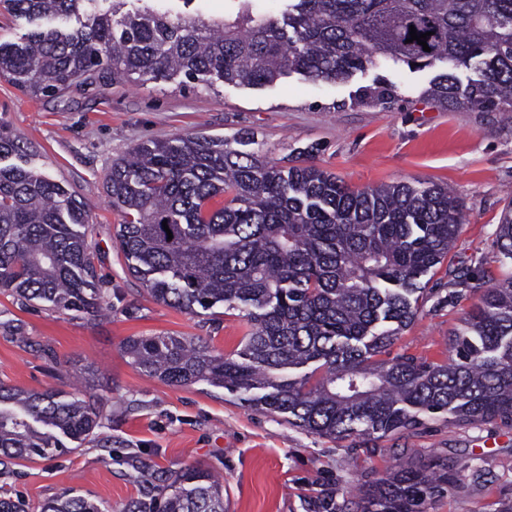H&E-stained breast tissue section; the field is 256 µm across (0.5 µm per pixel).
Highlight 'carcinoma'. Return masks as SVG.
<instances>
[{
    "label": "carcinoma",
    "mask_w": 512,
    "mask_h": 512,
    "mask_svg": "<svg viewBox=\"0 0 512 512\" xmlns=\"http://www.w3.org/2000/svg\"><path fill=\"white\" fill-rule=\"evenodd\" d=\"M166 0H0L28 26L0 41V73L34 96L108 80L180 77L265 86L291 74L348 80L381 64L437 68L423 95L445 109L512 112V0H261L217 24L171 18ZM129 4L131 8L121 11ZM433 32L406 42L410 27ZM473 72L461 79L457 71ZM384 85L361 100L388 104ZM208 135L134 145L112 161L106 193L125 215L115 227L128 272L159 302L243 313L249 329L233 354L193 336H138L126 353L144 375L171 386L206 382L309 433L386 437L424 418L512 426V276L485 286L448 268L479 294L452 356H390L464 220L448 188L392 183L355 190L315 164L288 168ZM30 146L0 126V290L21 301L97 317L99 287L89 212L29 163ZM169 230H164L162 222ZM173 238H168L167 232ZM512 264V200L496 232ZM304 370L298 376L290 370ZM102 424L101 404L0 383V480L17 461L75 452ZM453 484L438 468L399 464L362 490L359 512H426ZM161 512H224V486L196 467L172 474ZM39 512H112L68 489Z\"/></svg>",
    "instance_id": "1"
}]
</instances>
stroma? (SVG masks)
<instances>
[{
	"label": "stroma",
	"mask_w": 512,
	"mask_h": 512,
	"mask_svg": "<svg viewBox=\"0 0 512 512\" xmlns=\"http://www.w3.org/2000/svg\"><path fill=\"white\" fill-rule=\"evenodd\" d=\"M432 70L381 66L348 81L313 84L292 76L262 89L179 80L117 81L36 98L0 75V123L34 150L50 179L79 196L90 213L99 280L112 305L94 320L0 292V382L24 390L101 396L105 418L81 450L14 465L0 495L36 512L74 487L113 512L153 499L171 471L218 474L227 512H355L359 491L413 459L453 468L454 484L427 512H497L512 501V427L428 419L416 430L361 443L330 439L198 382L172 387L144 375L125 353L136 336H199L216 350H239L241 312L190 314L157 302L127 270L113 237L121 212L106 195L113 159L136 143L204 133L249 134L245 152L284 166L298 158L356 189L382 183L448 186L465 203L452 265L495 283L512 275L495 245L500 213L512 200V112L447 110L422 97ZM394 85V102H359L361 90ZM449 267L423 279L414 321L392 354L434 362L478 301L455 286Z\"/></svg>",
	"instance_id": "stroma-1"
}]
</instances>
